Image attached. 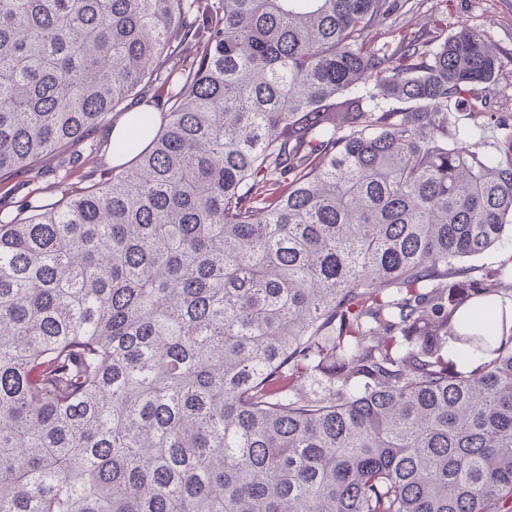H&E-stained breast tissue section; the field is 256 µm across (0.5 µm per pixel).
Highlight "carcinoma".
<instances>
[{"mask_svg": "<svg viewBox=\"0 0 512 512\" xmlns=\"http://www.w3.org/2000/svg\"><path fill=\"white\" fill-rule=\"evenodd\" d=\"M403 6L0 0V178L183 59L0 219V512H512V126L454 120L504 61ZM467 113H458L456 116L459 119L460 123L464 124H472L475 123H484L486 124V137L481 142V145H479V148L481 151L484 152H494L497 145V139L499 137V130L496 127L494 123H490V121H487V117L483 116H468ZM489 123V124H487ZM104 162H108V159L104 160L103 158L100 161L97 157L92 159L85 158L82 164L72 169L68 177L67 188H69V191L75 192L90 183L103 179V169L108 167V165H104Z\"/></svg>", "mask_w": 512, "mask_h": 512, "instance_id": "obj_1", "label": "carcinoma"}]
</instances>
